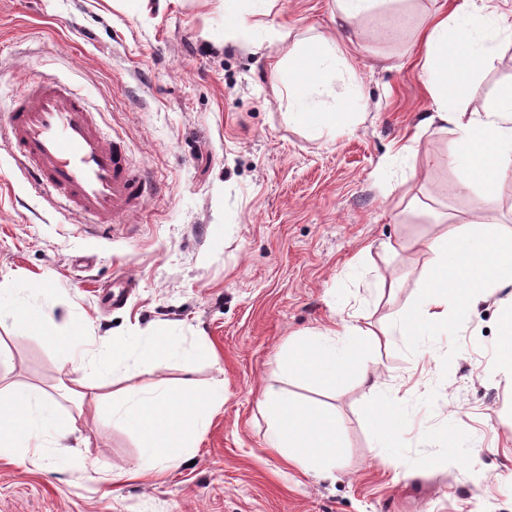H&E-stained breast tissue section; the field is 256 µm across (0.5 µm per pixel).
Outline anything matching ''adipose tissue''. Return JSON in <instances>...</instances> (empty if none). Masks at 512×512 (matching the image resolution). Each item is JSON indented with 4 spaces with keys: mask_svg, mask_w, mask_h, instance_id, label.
<instances>
[{
    "mask_svg": "<svg viewBox=\"0 0 512 512\" xmlns=\"http://www.w3.org/2000/svg\"><path fill=\"white\" fill-rule=\"evenodd\" d=\"M503 32L495 13L480 0H450L434 10L419 31L424 49L423 77L435 105L433 114L442 131L461 146V162L469 177L491 188L512 170V77L500 81L483 112H468L457 102L466 92L475 68L492 58ZM347 42L317 39L295 48L288 58L290 122L315 136L354 131L353 116L360 104L346 100L338 109L318 110L312 98L339 64L345 63ZM434 260L419 295L394 327L406 340L434 336L448 328V312L465 318L474 300L491 291L503 292L501 321L502 362L512 369V231L484 224L449 220L445 232L425 241ZM370 327L341 320L337 328L302 336L279 355L277 367L287 377L333 387L348 378L374 384V373L360 349L374 340ZM74 367H91L100 376L126 365L141 374L170 362L188 363L208 357L204 348L184 349L178 337L148 340L137 348L120 342L93 343L86 338L62 349ZM88 396L83 380H74L63 397L24 384L0 387V457L23 458L45 448L50 432L67 423L62 400L82 405ZM373 417L377 447L383 462H391L406 424L396 409L380 397ZM112 419L141 440L134 475L159 472L181 461L196 448L210 416L224 406V384L217 381L197 395H180L158 386L119 391L111 398ZM260 408L270 430L269 444L294 464L319 470L331 465L339 446L340 425L332 406L308 405L271 385Z\"/></svg>",
    "mask_w": 512,
    "mask_h": 512,
    "instance_id": "adipose-tissue-1",
    "label": "adipose tissue"
}]
</instances>
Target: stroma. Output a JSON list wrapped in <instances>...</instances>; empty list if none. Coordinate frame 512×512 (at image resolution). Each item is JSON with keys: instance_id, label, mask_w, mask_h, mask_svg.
<instances>
[{"instance_id": "stroma-1", "label": "stroma", "mask_w": 512, "mask_h": 512, "mask_svg": "<svg viewBox=\"0 0 512 512\" xmlns=\"http://www.w3.org/2000/svg\"><path fill=\"white\" fill-rule=\"evenodd\" d=\"M442 0H393L361 18L346 65L321 97L365 107L355 132L314 138L288 121V54L337 38L334 0H0V126L7 99L34 81L83 95L101 128L122 137L154 186L114 224L57 212L28 186L0 141V286L50 312L58 335L86 323L95 339L134 343L169 330L214 359L120 375L110 390L224 382L191 462L124 478L137 436L107 403L64 402L84 467L57 449L0 458V512H512V372L501 365L500 294L479 300L447 333L367 345L376 389L327 390L282 378L291 336L338 319L389 329L416 299L432 256L423 240L450 214L512 230V174L487 206L465 186L453 137L427 124L417 31ZM245 18L228 28L225 9ZM512 75V40L462 98L483 111ZM416 153H403L409 139ZM123 277L127 300L101 288ZM0 384L58 396L71 367L42 336L0 324ZM336 408L335 467L318 473L266 445L267 385ZM393 399L413 429L380 461L369 417ZM468 434L448 448L447 429Z\"/></svg>"}]
</instances>
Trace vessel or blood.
I'll return each instance as SVG.
<instances>
[{
	"label": "vessel or blood",
	"instance_id": "obj_1",
	"mask_svg": "<svg viewBox=\"0 0 512 512\" xmlns=\"http://www.w3.org/2000/svg\"><path fill=\"white\" fill-rule=\"evenodd\" d=\"M5 131L16 165L57 210L112 224L153 190L129 166L123 141L105 137L86 99L65 86L26 88Z\"/></svg>",
	"mask_w": 512,
	"mask_h": 512
}]
</instances>
